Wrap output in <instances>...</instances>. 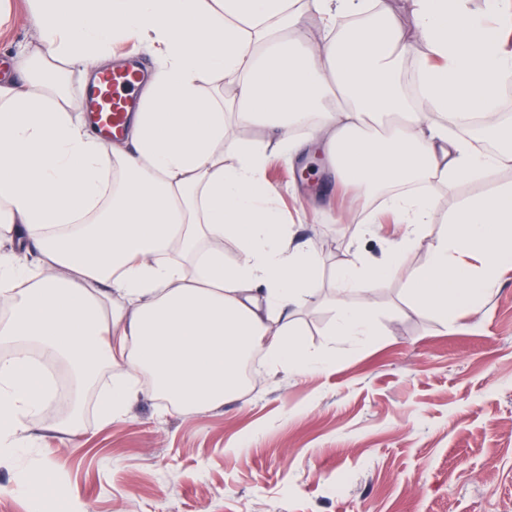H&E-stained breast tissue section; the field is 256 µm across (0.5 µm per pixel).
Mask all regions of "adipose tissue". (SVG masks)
<instances>
[{
	"instance_id": "1",
	"label": "adipose tissue",
	"mask_w": 512,
	"mask_h": 512,
	"mask_svg": "<svg viewBox=\"0 0 512 512\" xmlns=\"http://www.w3.org/2000/svg\"><path fill=\"white\" fill-rule=\"evenodd\" d=\"M429 56L404 90L413 51L385 0H32L43 45L24 48L0 78V455L22 458L21 431L56 391L48 362L70 371L74 434L96 394L103 423L123 418L150 373L175 411L239 397L244 359L306 374L339 343L378 333L370 298L426 243L409 302L465 312L512 267V187L462 204L428 238L425 185L491 177L512 165V122L499 116L512 53L489 19L503 0H405ZM325 35L311 40L307 13ZM137 39L157 67L122 141L104 144L61 85L102 69L115 43ZM224 78L219 102L201 88ZM467 122L469 136L448 126ZM270 129L258 139L254 127ZM494 138V152L472 140ZM324 151L340 182L384 199L403 224L388 260L341 264L333 345L309 354L288 314L317 289L319 261L294 245L265 180L270 152ZM232 163H225V155ZM239 244L234 262L224 240ZM361 288L362 301L349 291Z\"/></svg>"
}]
</instances>
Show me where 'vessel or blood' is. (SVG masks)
<instances>
[{
    "label": "vessel or blood",
    "mask_w": 512,
    "mask_h": 512,
    "mask_svg": "<svg viewBox=\"0 0 512 512\" xmlns=\"http://www.w3.org/2000/svg\"><path fill=\"white\" fill-rule=\"evenodd\" d=\"M139 81L138 72L128 64L99 72L95 83L87 90L89 108L95 113L104 138H112L121 128Z\"/></svg>",
    "instance_id": "vessel-or-blood-1"
}]
</instances>
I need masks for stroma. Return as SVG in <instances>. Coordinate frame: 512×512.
<instances>
[{
	"instance_id": "1",
	"label": "stroma",
	"mask_w": 512,
	"mask_h": 512,
	"mask_svg": "<svg viewBox=\"0 0 512 512\" xmlns=\"http://www.w3.org/2000/svg\"><path fill=\"white\" fill-rule=\"evenodd\" d=\"M25 0L0 28V73L38 43ZM304 156L272 158L267 180L297 242L320 261L317 295L295 327L305 348L325 350L334 325L338 264L386 261L402 234L391 217L360 235L358 188L339 186L328 158L315 179L297 176ZM512 187L473 179L431 187L429 230L470 198ZM349 223H338L339 213ZM405 269L373 293L379 334L342 346L326 370L262 374L243 397L203 412L162 413L144 389L126 416L100 424L86 410L78 432L57 433L65 391L27 423L26 461L0 458V512H30L17 492L25 464L49 463L71 494L53 512H512V271L463 314L443 319L411 308Z\"/></svg>"
}]
</instances>
